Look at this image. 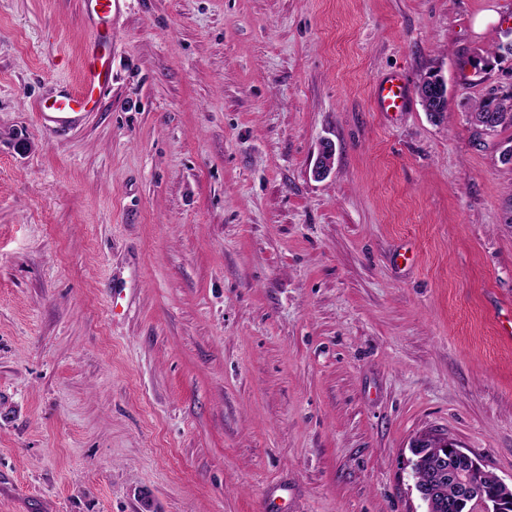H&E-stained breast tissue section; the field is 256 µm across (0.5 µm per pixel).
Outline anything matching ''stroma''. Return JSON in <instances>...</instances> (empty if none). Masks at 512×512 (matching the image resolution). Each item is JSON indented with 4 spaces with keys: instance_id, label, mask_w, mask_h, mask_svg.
<instances>
[{
    "instance_id": "1",
    "label": "stroma",
    "mask_w": 512,
    "mask_h": 512,
    "mask_svg": "<svg viewBox=\"0 0 512 512\" xmlns=\"http://www.w3.org/2000/svg\"><path fill=\"white\" fill-rule=\"evenodd\" d=\"M511 36L512 0H125L58 124L82 0H0V512H426L424 434L512 482V127L467 121ZM85 12L89 19L96 22L98 31L96 38L88 43L87 54L89 62L84 66L80 75L79 85L76 89L62 86L54 96L49 106L42 108L54 114L56 119H70L78 112H84L89 102L97 92H100L108 83L110 76L109 66L98 56L100 45V26L112 19L113 11L119 8L123 0H84ZM407 98L406 84L399 76H392L375 88L376 104L382 112L403 111Z\"/></svg>"
}]
</instances>
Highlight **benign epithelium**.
Masks as SVG:
<instances>
[{
    "instance_id": "1",
    "label": "benign epithelium",
    "mask_w": 512,
    "mask_h": 512,
    "mask_svg": "<svg viewBox=\"0 0 512 512\" xmlns=\"http://www.w3.org/2000/svg\"><path fill=\"white\" fill-rule=\"evenodd\" d=\"M335 154L333 143L326 140L322 143L315 174L324 176L331 167ZM418 455L417 463L429 474L425 482L428 498L441 493L443 484L448 482L454 486L460 499L473 503L477 512H512V484L497 480L496 492L489 496L482 485L485 469L475 456L463 451L456 442L446 436L424 435L412 445ZM453 457L454 466L446 468L448 457Z\"/></svg>"
}]
</instances>
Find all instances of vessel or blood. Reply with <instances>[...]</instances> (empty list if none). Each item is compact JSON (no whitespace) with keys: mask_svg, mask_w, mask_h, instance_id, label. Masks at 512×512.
<instances>
[{"mask_svg":"<svg viewBox=\"0 0 512 512\" xmlns=\"http://www.w3.org/2000/svg\"><path fill=\"white\" fill-rule=\"evenodd\" d=\"M120 0H85V12L89 19L96 24L111 20L113 11L118 10ZM99 39H91L88 43V63L84 66L78 87L68 86L54 96L48 107L55 118L68 119L72 115L85 111L89 102L97 92H100L109 82L110 69L100 63L98 56ZM408 98L406 84L401 77L393 76L377 84L375 100L380 111L399 112L406 105Z\"/></svg>","mask_w":512,"mask_h":512,"instance_id":"obj_1","label":"vessel or blood"}]
</instances>
